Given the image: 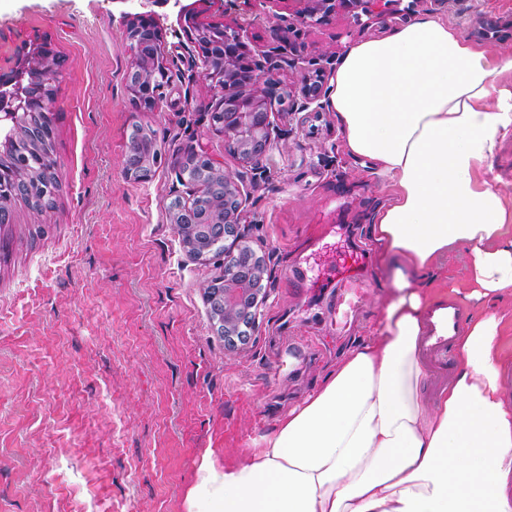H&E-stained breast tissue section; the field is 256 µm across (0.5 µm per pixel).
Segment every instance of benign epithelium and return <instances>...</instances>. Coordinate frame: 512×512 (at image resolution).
I'll return each mask as SVG.
<instances>
[{"label": "benign epithelium", "instance_id": "7a95c632", "mask_svg": "<svg viewBox=\"0 0 512 512\" xmlns=\"http://www.w3.org/2000/svg\"><path fill=\"white\" fill-rule=\"evenodd\" d=\"M124 5L122 11L123 34L130 42L133 56L128 70L136 85L153 87L159 80L166 78L163 66V35L155 16L146 10L147 4L171 5L178 10V16L193 21L188 37L194 44L224 39V70L214 71L206 60H201L205 74L218 85L224 86V96L216 103V110L224 111V140L236 146V155L245 164L266 157L271 147V112L269 105L275 95V85L268 81L261 83V68L253 51L241 41L236 28L224 24L219 27L212 23L198 21L195 8L184 0H118ZM297 20L318 23L331 16L336 4L349 3L362 9L368 19L362 26L368 27L373 20L383 15L381 4L389 5L395 0H296ZM55 53L46 42L29 46L18 59V65L0 75V80L23 84L28 80L27 89L20 90L10 106L5 108L6 118L18 112L28 111L34 96L33 90H41L33 75L35 63L53 67ZM303 107L320 100L322 83L319 80H307L302 87ZM149 161L148 155L130 147L124 157V169L136 178L142 177L140 167ZM210 170L217 175V181L224 192V205L221 217L203 225L206 239L215 242L232 243L224 247V253L230 259L224 262V276L216 278L205 287V295L210 304V314L218 335L224 337L228 347H234L244 341L250 330L255 327L261 304L266 299L262 282L266 273L263 260L252 249L242 243L237 232L239 223L240 198L242 188L240 179L226 171L221 165L210 163Z\"/></svg>", "mask_w": 512, "mask_h": 512}]
</instances>
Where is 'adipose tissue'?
I'll list each match as a JSON object with an SVG mask.
<instances>
[{
    "instance_id": "1",
    "label": "adipose tissue",
    "mask_w": 512,
    "mask_h": 512,
    "mask_svg": "<svg viewBox=\"0 0 512 512\" xmlns=\"http://www.w3.org/2000/svg\"><path fill=\"white\" fill-rule=\"evenodd\" d=\"M512 55L494 56L424 14L353 45L330 108L345 152L393 188L371 232L402 269L374 336L237 460L206 451L185 512H512V401L499 321L458 337L459 370L433 404L417 356L424 294L406 271L454 247L475 297L512 291V212L479 168L512 135Z\"/></svg>"
}]
</instances>
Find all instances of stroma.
Wrapping results in <instances>:
<instances>
[{
	"instance_id": "obj_1",
	"label": "stroma",
	"mask_w": 512,
	"mask_h": 512,
	"mask_svg": "<svg viewBox=\"0 0 512 512\" xmlns=\"http://www.w3.org/2000/svg\"><path fill=\"white\" fill-rule=\"evenodd\" d=\"M403 4L512 54V0ZM203 9L207 21L240 19L242 39L281 83L271 149L259 163L241 162L216 131L220 90L170 7H152L167 77L158 109L143 112L127 87L132 52L116 0H0V70L42 40L60 61L53 159L62 181L52 210L19 201L11 223L0 224V512H184L203 454H246L369 338L394 293L397 265L370 235L392 189L345 154L335 112L304 107L299 87L304 75L335 73L350 46L407 17L388 11L364 29L341 8L321 24L294 25L282 41L271 28L293 18L287 7L257 0L246 21L223 0ZM137 126L159 151L143 180L123 165ZM193 148L242 175L240 230L267 265L268 298L233 348L216 333L204 294L223 276L224 258L194 259L172 220ZM358 244L371 251L375 284L353 334L341 337L329 323L332 288H299L288 274ZM408 279L430 303L452 299L468 317H501L511 398L512 295L471 298L461 249Z\"/></svg>"
}]
</instances>
